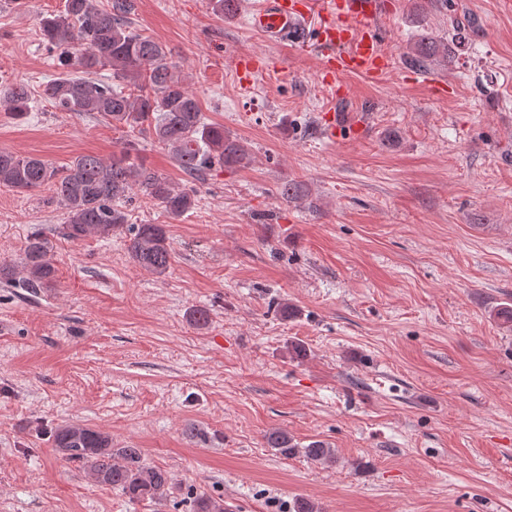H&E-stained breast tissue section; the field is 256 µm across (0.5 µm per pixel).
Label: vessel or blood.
Returning a JSON list of instances; mask_svg holds the SVG:
<instances>
[{
    "label": "vessel or blood",
    "mask_w": 512,
    "mask_h": 512,
    "mask_svg": "<svg viewBox=\"0 0 512 512\" xmlns=\"http://www.w3.org/2000/svg\"><path fill=\"white\" fill-rule=\"evenodd\" d=\"M382 12L381 0H260L249 13V26L273 40L298 36L313 22L330 78L349 73L377 78L389 68L382 52Z\"/></svg>",
    "instance_id": "vessel-or-blood-1"
}]
</instances>
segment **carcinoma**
Returning <instances> with one entry per match:
<instances>
[{"instance_id": "carcinoma-1", "label": "carcinoma", "mask_w": 512, "mask_h": 512, "mask_svg": "<svg viewBox=\"0 0 512 512\" xmlns=\"http://www.w3.org/2000/svg\"><path fill=\"white\" fill-rule=\"evenodd\" d=\"M131 0H64L59 14L39 19L43 45L63 71L43 89L44 97L60 112H95L132 134H150L167 147L178 168L191 178L214 166H235L246 159L238 141L224 134V126L204 121L199 101L177 75L167 47L130 28ZM452 49L434 38H420L412 60L426 66L448 62ZM100 69L112 70V81L92 78ZM34 91L16 81L0 97V109L22 120L31 110ZM136 143L128 140L112 160L93 154L75 157L62 168L38 156L0 150V185L20 193L49 185L65 210L62 235L70 240L88 236L108 238L127 224L122 204L140 194L160 205L172 219L183 217L196 202L195 192L138 164ZM128 251L138 265L163 275L172 253L166 225L129 226ZM54 243L41 231L26 240L23 287L51 288L57 268ZM269 447L283 457L298 454L328 463L334 449L321 441L298 446L287 432L268 434ZM54 447L64 460L77 462L96 482L119 490L131 501L167 497L173 487L169 471L144 462L142 449L116 447L112 436L78 424H64L53 432ZM194 512H225L224 501L204 494L194 499Z\"/></svg>"}]
</instances>
